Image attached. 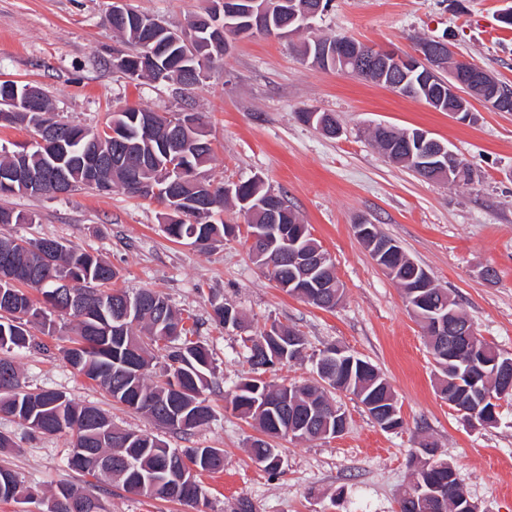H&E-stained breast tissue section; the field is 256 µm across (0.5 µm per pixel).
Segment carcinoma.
<instances>
[{"label": "carcinoma", "instance_id": "1", "mask_svg": "<svg viewBox=\"0 0 512 512\" xmlns=\"http://www.w3.org/2000/svg\"><path fill=\"white\" fill-rule=\"evenodd\" d=\"M273 4L271 23L274 26L288 22L291 17V6L281 0H269ZM113 32L120 35L127 47L125 57L133 62L139 57L140 42L143 32L139 26L128 24L121 26L117 22H109ZM169 31L163 26L154 30V38L161 49L150 63L147 70L141 73L154 81L174 83L178 72L184 66L196 64L199 79H204L214 63L223 55V50L212 45L208 34L199 33L195 41V58L189 60L181 53L168 48ZM348 40L346 36L320 38V42L331 46L326 61L319 65L324 70H344L342 59L336 58L333 46ZM41 101L43 111L12 112L10 123L29 128L38 132L43 124L52 125L48 114L51 105L47 97L35 85L17 81L0 82V109H9L10 101L23 100L27 95ZM154 119L153 111L136 105H125L113 111L105 124V128L115 132L119 141L105 136L104 143L99 145L92 141L86 129L69 123H58V134L47 147L39 144L22 143L16 149L0 155V172L25 164L40 169L51 175L57 170L67 174L69 182L77 187L86 185V173L83 166L85 157L103 149L110 153L116 147L127 152V160L137 161L135 150H143L151 158L146 167L139 168L140 179L151 185L163 186L168 177L167 163L171 146L162 138L145 137L144 121ZM209 141L208 122H202L191 130L179 144L177 155L180 175L188 179L195 173L207 171L213 159V148L206 145ZM127 166L112 165L108 177L102 186H95L101 192L114 188H124ZM234 193L244 197H252L256 201H265L271 191L264 187L262 180H248L239 184ZM194 197L188 195L184 202L178 204L183 218L170 220L163 224V231L172 240L179 241L188 235H194L207 244H214L234 234L236 225L229 224L215 215L224 210L228 199L221 190H216L215 206L201 213L192 205ZM36 216L9 208L0 207V224H34ZM48 239L27 240L11 234L0 235V260L7 256L16 272L11 293L14 309L7 310L8 316L0 314V352H11L32 344V335L28 329L30 323L40 326L45 335H52L54 324L52 315L58 312L51 294L58 287V282L70 277H81L88 284L87 306L84 311L69 312L76 320L75 336L68 338L69 346L61 348L63 359L77 373L96 382L112 400L127 408L149 416L156 422L161 421V413L167 407L170 387L174 384L181 388L180 423L170 430L183 436L191 435L198 428L197 411H211L204 392L216 391L212 380L213 356L210 349L199 340H193L196 330L186 325L182 314L175 311L167 299L152 289H142L138 295L146 299V304L132 317L118 325L116 332L106 336L100 329L112 323L113 310L111 302L120 300L128 292L110 287L117 277V272L110 264L99 256L86 250L62 246V249L50 253L44 249ZM386 265L396 271L403 285L410 284L414 268L405 254L390 255ZM32 288L41 293L43 301L36 303L28 295L27 289ZM265 343L268 355H282L281 347L267 330L251 339L247 347V359L254 368L263 362L260 343ZM165 351V365L161 372L152 374L155 351ZM10 367L12 374L6 384L0 383V411L26 420L37 408L55 405L42 427L43 434H58L63 430L57 428L58 416L66 420H75L77 427L68 426L63 432L71 438L69 466L94 478L102 476L115 479L122 486L136 484L144 479H153L160 485V490L151 494L156 499L178 501L186 506L198 503L194 493L204 490L200 477L204 474H216L224 471V453L220 448H171L167 444L148 435L132 431L112 428V438L106 442L96 440L89 421L95 418L103 420L108 416L100 409L77 403L67 394L55 390H32L22 381L19 368L11 361L0 359V366ZM329 384L337 390L362 396V401L382 402L392 389L385 378L371 364L361 366H345L335 370L328 378ZM291 396L288 414L300 415L313 405L328 402L326 392L314 383L276 384L261 377L245 378L231 390L224 399L232 411L240 417L250 419L258 426L263 437L250 443L251 455L260 460L265 459L263 468L275 471L278 465V449L271 447L269 439L286 435L285 416L273 409L285 395ZM125 457L130 460L127 471H102L93 463V458L100 455ZM180 466L191 470L188 477L191 481L183 485L179 492L166 490L169 469ZM20 481L9 468L0 466V501L15 500V492ZM81 495L87 500H98L93 493L82 487L61 486L52 498H61L57 502L55 512H72L70 503L64 493Z\"/></svg>", "mask_w": 512, "mask_h": 512}]
</instances>
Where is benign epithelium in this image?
Masks as SVG:
<instances>
[{"label":"benign epithelium","instance_id":"obj_1","mask_svg":"<svg viewBox=\"0 0 512 512\" xmlns=\"http://www.w3.org/2000/svg\"><path fill=\"white\" fill-rule=\"evenodd\" d=\"M260 0H207L205 8L194 17V27L198 30H209L213 42L226 44L228 40L246 38L257 35H268L279 38H290L295 34L293 26L299 29H310L312 19L316 18L321 6L305 4L293 8V17L289 24L274 27L268 21L264 7L258 6ZM350 58L351 67L366 76L377 75L379 70L390 71L392 87L399 93H408L413 87L409 82L411 74L421 73V79L438 78L448 85V100L455 105L451 115L460 121H471L468 100L472 88H477L486 103L497 112H512V95L502 91V84L487 69L473 59L456 50L452 38L444 36L429 39L410 55H402L393 50H376L366 45L354 44ZM402 147L389 148L395 161L403 162L422 178L444 181L453 186L459 181L458 172L464 171L461 159L448 148L447 144L431 136L426 129L408 130L404 136ZM108 157L95 154L86 158L88 182L91 184L104 181L103 170ZM6 178L21 184H35L43 180V176L26 168H16L6 174ZM194 185L200 194L198 200L208 203L214 194L215 185L209 183L206 175L194 177ZM359 241L368 246L372 259L382 269L390 254L398 251L396 242L382 239L376 233V225L362 219L354 225ZM311 234L309 227H299L289 234L279 224H258L250 233L253 252L259 256L268 253L272 258L266 259L268 266H273L271 259L284 258L303 276L311 279L313 295L323 298L327 303H339L342 289L335 288L334 283L315 278L321 267L325 265L327 255L321 251H310L300 245V241ZM59 293L68 297V305L74 309L83 306V298L76 291V281L66 280ZM434 286L433 280L426 269H421L419 279L412 285L410 293V309L425 325V334L439 340L441 351L448 352V363H436L439 369L448 368L452 362L468 364L465 374L455 371L452 382L454 388L446 396L448 404L454 406L465 419L475 427H491L497 423V411L501 402L508 399L512 386L505 385L499 391H493V384L505 380L512 372V357L497 355L489 363L476 361L483 339L475 326L467 319L461 309L449 303L433 305L426 300V289ZM356 355L340 348H333L321 356L317 365L319 372L332 370L343 361L353 362ZM318 414L336 419L334 432H321L318 437L341 435L347 428V415L335 403L322 406ZM398 403L387 401V406L375 409L373 421L379 423L387 431L400 427ZM419 453L426 456L420 469L413 475L410 486L414 503L429 502L437 512H479L478 506L468 494L461 490L453 497H448L449 488L458 483L455 470L448 468V479L441 480L433 476V472L442 468L437 462L436 451L431 447L419 448Z\"/></svg>","mask_w":512,"mask_h":512}]
</instances>
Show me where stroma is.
Returning <instances> with one entry per match:
<instances>
[{
  "label": "stroma",
  "mask_w": 512,
  "mask_h": 512,
  "mask_svg": "<svg viewBox=\"0 0 512 512\" xmlns=\"http://www.w3.org/2000/svg\"><path fill=\"white\" fill-rule=\"evenodd\" d=\"M110 4L0 0V81L39 87L55 119L93 130L127 104L161 114L181 107L209 113L211 179L230 184L258 177L283 194L330 255L344 295L326 311L288 294L256 265L242 235L205 251L170 240L159 204L118 189L1 198V206L38 218L7 225V233L55 238L100 254L118 273L115 287L153 289L194 315L215 359L220 389L207 396L213 417L185 437L113 402L65 362L59 349L70 334L69 320H57L54 335L43 336L47 351L14 352L30 387L66 392L107 413L115 425L158 435L172 448L223 449L224 471L203 476L207 498L196 508L136 496L105 480L95 490L104 512H236L242 503L252 512H397L417 465L414 452L426 440L454 467L480 512H512V399L502 403L496 425L475 428L440 397L432 355L402 289L354 233L358 220L375 224L460 302L484 341L512 356V112L475 99L473 120L459 121L390 88L313 66L301 58L296 36L232 40L203 84L182 92L133 80L112 66L121 43L103 24ZM124 4L179 28L205 0ZM500 8V0H333L314 33L402 53L413 52L421 39L451 34L461 53L512 86V36H491ZM305 108L334 114L341 136L304 123L299 113ZM378 124L431 131L472 165V182L437 183L390 163L369 136ZM488 268L494 280L485 279ZM213 297L240 311L242 330L214 322ZM274 323L303 336L306 349L301 359L268 370L267 379L313 381L319 353L345 348L387 379L401 427L381 429L354 396L339 393L336 402L348 416L343 434L274 439L280 467L272 474L258 466L249 445L259 432L228 408L224 394L252 373L245 339ZM0 433L14 441L0 452V464L36 494L29 502H0V512H38L39 498L61 485L84 483L67 463L69 436L32 435L3 416Z\"/></svg>",
  "instance_id": "1"
}]
</instances>
